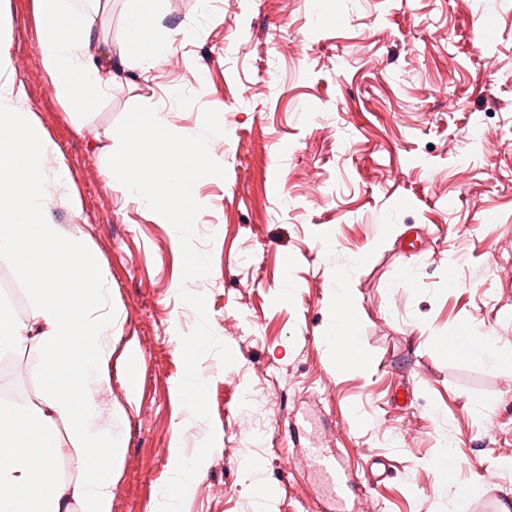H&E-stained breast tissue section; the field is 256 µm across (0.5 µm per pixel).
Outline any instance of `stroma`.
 Listing matches in <instances>:
<instances>
[{
  "instance_id": "obj_1",
  "label": "stroma",
  "mask_w": 512,
  "mask_h": 512,
  "mask_svg": "<svg viewBox=\"0 0 512 512\" xmlns=\"http://www.w3.org/2000/svg\"><path fill=\"white\" fill-rule=\"evenodd\" d=\"M136 0H111L96 35L128 48ZM174 50L130 69L73 118L40 65L34 0H0V54L62 149L79 210L57 224L109 273L122 341L100 394L122 439L112 512H163L181 455V512H352L293 457L336 449L365 475L367 512L512 507V361L449 348L467 331L512 353V0H155ZM177 134L219 111L197 182L194 244L211 272L182 278L174 229L124 200L101 149L131 106ZM350 290L333 303L337 276ZM348 325L358 359L322 341ZM200 339L190 348L187 338ZM193 382L197 410L178 388ZM286 396L265 435L240 431L246 394ZM449 444L457 467L436 464ZM171 469L175 474V478L173 480L172 489L167 491L165 494V498L170 500L169 509L165 511H176L174 507V500L177 497V493L181 492L188 485V478L193 479L196 476L195 464L191 460L181 456L172 460Z\"/></svg>"
}]
</instances>
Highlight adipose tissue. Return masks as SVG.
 <instances>
[{
	"label": "adipose tissue",
	"instance_id": "adipose-tissue-1",
	"mask_svg": "<svg viewBox=\"0 0 512 512\" xmlns=\"http://www.w3.org/2000/svg\"><path fill=\"white\" fill-rule=\"evenodd\" d=\"M34 6L41 67L68 110L83 111L105 79L122 77L128 59L93 50L97 16L72 0H34ZM130 31L141 70L155 68L173 49L149 0L132 16ZM66 174L64 155L1 59L0 259L12 260L33 305L19 321L0 304V352H39L47 389L42 403L0 407V512H112L121 443L102 422L99 394L111 382L120 329L106 269L82 236L54 220L51 189ZM60 263L78 271V279L60 285ZM61 423L72 453L87 464L74 481L57 464Z\"/></svg>",
	"mask_w": 512,
	"mask_h": 512
}]
</instances>
